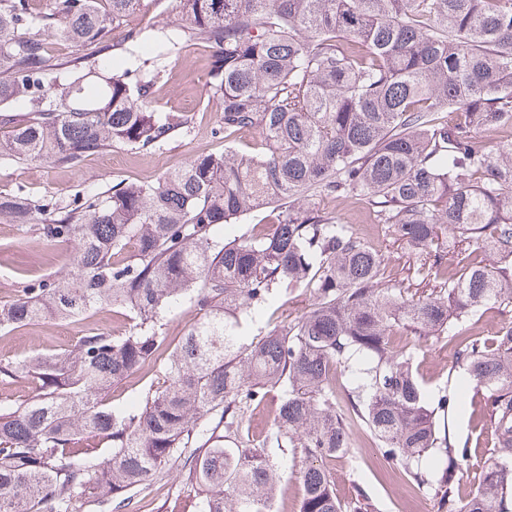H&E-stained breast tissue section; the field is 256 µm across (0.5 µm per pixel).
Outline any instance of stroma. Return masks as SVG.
I'll use <instances>...</instances> for the list:
<instances>
[{"mask_svg": "<svg viewBox=\"0 0 512 512\" xmlns=\"http://www.w3.org/2000/svg\"><path fill=\"white\" fill-rule=\"evenodd\" d=\"M194 52L191 58L181 52L158 59L163 74L155 84L151 108L158 112H184L193 118L188 128L176 133L162 148L151 152L115 148L69 165H0V192L21 186L35 196L47 197L63 206L77 192L103 191L123 179L152 181L167 170L184 165L196 154L223 150V140L213 134L220 114L208 97L210 54L202 43L195 46ZM309 204L324 208L341 223L363 230L368 242L386 256L392 274L417 277L407 246L388 225L369 223L365 204L317 197L311 198ZM71 256L69 245L45 247L36 225L0 223V305L16 299L26 283L66 272ZM126 324L121 310L102 306L86 321H49L7 334L0 332V362L64 352L89 325L118 335ZM412 351L414 369L426 390L461 389L462 372L455 362L454 342L422 341ZM480 413V408L471 404L439 420L453 442H467L470 449L469 464L460 480V488L465 492L477 486L484 461L495 452L493 435L481 422ZM352 438L349 454L330 464L340 496L350 497L359 485L368 495V512H441L433 490L403 493L387 461L379 449L367 443L361 429H354Z\"/></svg>", "mask_w": 512, "mask_h": 512, "instance_id": "stroma-1", "label": "stroma"}]
</instances>
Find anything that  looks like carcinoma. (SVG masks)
Instances as JSON below:
<instances>
[{"instance_id":"1","label":"carcinoma","mask_w":512,"mask_h":512,"mask_svg":"<svg viewBox=\"0 0 512 512\" xmlns=\"http://www.w3.org/2000/svg\"><path fill=\"white\" fill-rule=\"evenodd\" d=\"M145 2L0 0V163L147 152L188 126L146 106L156 61L120 75L99 65L117 29L125 51L211 47L224 135L222 152L62 207L0 192L1 224L38 221L45 245L74 247L67 273L0 307V331L102 305L129 312L118 336L88 328L63 354L0 365L1 380L31 389L0 403V512H122L171 469L184 492L163 512H279L290 475L299 512H365L364 491L339 498L326 464L353 447L354 426L446 512H512V322L492 337L465 327L512 305V144L480 140L512 129V0H179V22L130 26ZM52 40L81 54L62 59ZM238 135L257 151L239 154ZM311 197L367 204L420 261L427 289L387 274L352 226L297 206ZM272 204V229L233 242L216 233ZM302 287L315 295L307 311L249 333ZM183 298L197 320L169 341L164 318ZM409 334L457 339L483 402L498 454L464 499L468 444L436 427L460 398L424 394L409 348L393 341ZM148 363L140 408H114L112 386ZM275 391L273 427L256 437L252 415Z\"/></svg>"}]
</instances>
